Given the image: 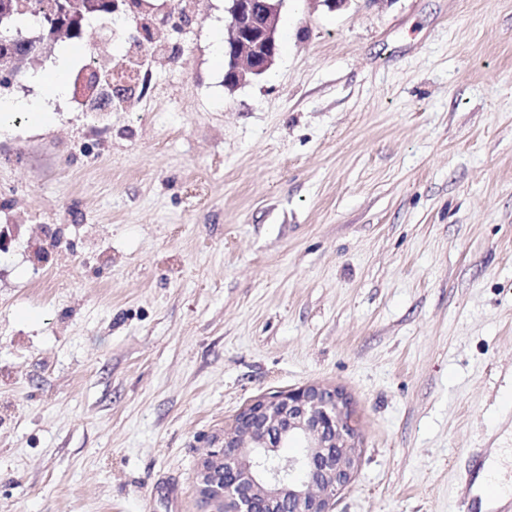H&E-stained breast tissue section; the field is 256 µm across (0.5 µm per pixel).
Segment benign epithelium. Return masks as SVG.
<instances>
[{
  "label": "benign epithelium",
  "instance_id": "1",
  "mask_svg": "<svg viewBox=\"0 0 512 512\" xmlns=\"http://www.w3.org/2000/svg\"><path fill=\"white\" fill-rule=\"evenodd\" d=\"M283 0H230L224 86L265 73L279 52ZM303 444L301 462L278 448ZM357 429L340 389L320 383L261 396L246 406L202 456V496L219 495L224 512H334L360 463Z\"/></svg>",
  "mask_w": 512,
  "mask_h": 512
}]
</instances>
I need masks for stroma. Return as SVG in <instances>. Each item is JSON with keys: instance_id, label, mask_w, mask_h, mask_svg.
<instances>
[{"instance_id": "35a3bbf8", "label": "stroma", "mask_w": 512, "mask_h": 512, "mask_svg": "<svg viewBox=\"0 0 512 512\" xmlns=\"http://www.w3.org/2000/svg\"><path fill=\"white\" fill-rule=\"evenodd\" d=\"M226 6L144 0L0 91L48 110L0 129V512H202L212 436L311 382L358 425L335 512H458L512 448V0H284L232 91ZM85 53L140 67L112 111Z\"/></svg>"}]
</instances>
